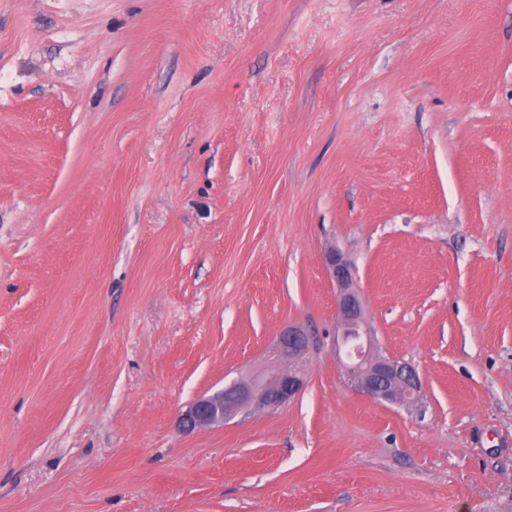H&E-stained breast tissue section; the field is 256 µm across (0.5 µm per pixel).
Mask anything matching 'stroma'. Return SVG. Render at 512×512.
<instances>
[{"label": "stroma", "instance_id": "1", "mask_svg": "<svg viewBox=\"0 0 512 512\" xmlns=\"http://www.w3.org/2000/svg\"><path fill=\"white\" fill-rule=\"evenodd\" d=\"M288 323L294 402L178 429ZM0 512H512V0H0ZM325 266L336 286L338 321L333 348L346 384L377 404L403 405L421 418L426 407L419 374L411 363L385 355L378 346L353 282L350 261L330 249L325 254Z\"/></svg>", "mask_w": 512, "mask_h": 512}]
</instances>
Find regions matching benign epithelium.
I'll use <instances>...</instances> for the list:
<instances>
[{
	"label": "benign epithelium",
	"mask_w": 512,
	"mask_h": 512,
	"mask_svg": "<svg viewBox=\"0 0 512 512\" xmlns=\"http://www.w3.org/2000/svg\"><path fill=\"white\" fill-rule=\"evenodd\" d=\"M328 276L336 286L338 321L333 348L351 390L384 405H403L421 417L423 385L415 367L394 359L378 346L367 320L352 265L340 252L325 254ZM309 334L299 325H286L270 347L266 361L248 375L191 402L178 417L185 431L222 426L241 411L278 409L293 402L308 380Z\"/></svg>",
	"instance_id": "1"
}]
</instances>
